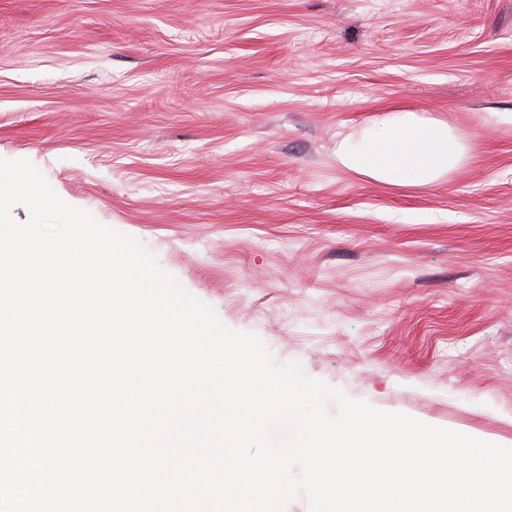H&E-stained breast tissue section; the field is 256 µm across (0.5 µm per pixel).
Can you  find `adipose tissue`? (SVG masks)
<instances>
[{
  "instance_id": "adipose-tissue-1",
  "label": "adipose tissue",
  "mask_w": 512,
  "mask_h": 512,
  "mask_svg": "<svg viewBox=\"0 0 512 512\" xmlns=\"http://www.w3.org/2000/svg\"><path fill=\"white\" fill-rule=\"evenodd\" d=\"M466 145L447 124L418 122L412 111L375 118L340 144L338 156L349 171L395 186L426 187L460 164Z\"/></svg>"
}]
</instances>
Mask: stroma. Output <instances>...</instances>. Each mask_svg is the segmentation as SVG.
I'll list each match as a JSON object with an SVG mask.
<instances>
[{
    "label": "stroma",
    "mask_w": 512,
    "mask_h": 512,
    "mask_svg": "<svg viewBox=\"0 0 512 512\" xmlns=\"http://www.w3.org/2000/svg\"><path fill=\"white\" fill-rule=\"evenodd\" d=\"M393 107L465 159L344 168ZM0 158L276 363L512 447V0H0Z\"/></svg>",
    "instance_id": "35a3bbf8"
}]
</instances>
